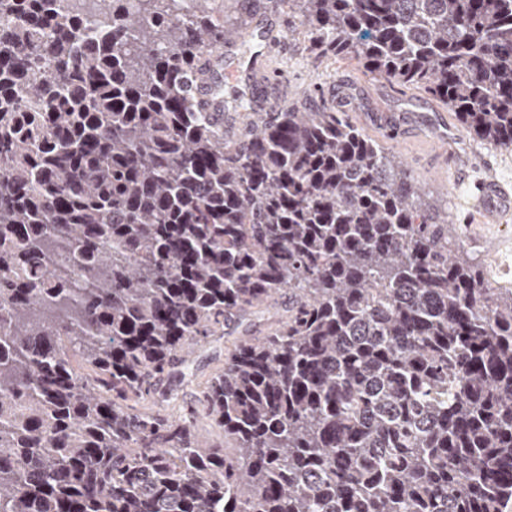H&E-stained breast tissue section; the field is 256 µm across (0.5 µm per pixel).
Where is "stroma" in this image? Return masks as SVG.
I'll return each mask as SVG.
<instances>
[{
  "label": "stroma",
  "mask_w": 512,
  "mask_h": 512,
  "mask_svg": "<svg viewBox=\"0 0 512 512\" xmlns=\"http://www.w3.org/2000/svg\"><path fill=\"white\" fill-rule=\"evenodd\" d=\"M216 7L225 26L234 30L247 27L262 13L280 20V29L268 33L261 47L263 64L257 78L271 110L302 103L310 96L345 113L366 135L400 157L423 188L430 211L447 214L460 228L470 263L492 285L512 288V214L499 223L483 224L476 206L485 178L512 191V147L494 146L467 134L455 113L422 90L372 79L356 61L324 55L299 28L291 0H216ZM371 112L446 114L448 150L455 164L442 166L430 150L431 130L398 141L369 122ZM238 332L236 323H228L221 338L196 349L185 377L161 379L150 410L170 417L193 404L200 383L223 364Z\"/></svg>",
  "instance_id": "35a3bbf8"
}]
</instances>
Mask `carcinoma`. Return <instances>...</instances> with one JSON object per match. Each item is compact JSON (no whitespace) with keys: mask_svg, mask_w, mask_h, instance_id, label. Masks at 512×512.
Listing matches in <instances>:
<instances>
[{"mask_svg":"<svg viewBox=\"0 0 512 512\" xmlns=\"http://www.w3.org/2000/svg\"><path fill=\"white\" fill-rule=\"evenodd\" d=\"M296 2L324 53L512 145V0ZM86 30L0 0V512H512V289L402 162L324 103L226 139L209 0ZM284 289L182 416L138 409Z\"/></svg>","mask_w":512,"mask_h":512,"instance_id":"1","label":"carcinoma"}]
</instances>
